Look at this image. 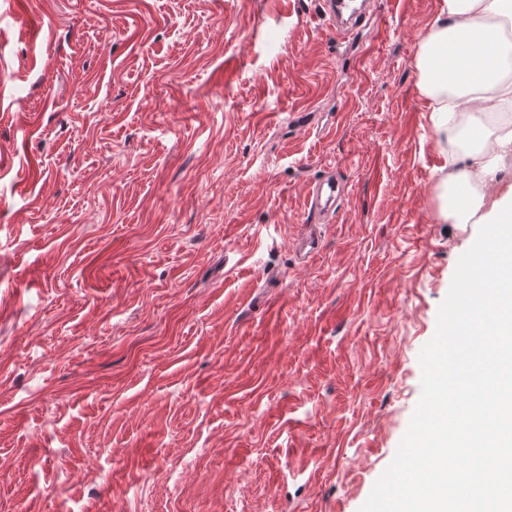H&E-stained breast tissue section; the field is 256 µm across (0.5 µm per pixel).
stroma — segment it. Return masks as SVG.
<instances>
[{
    "mask_svg": "<svg viewBox=\"0 0 512 512\" xmlns=\"http://www.w3.org/2000/svg\"><path fill=\"white\" fill-rule=\"evenodd\" d=\"M438 2L0 0V512H391L490 231L441 217L494 127L436 130ZM353 0H325L323 1V14L329 25L336 30V34L345 35L350 31V27L346 26L343 22L340 23L339 19L344 11H351L350 16L356 12V7L352 6L350 2ZM345 193V185L334 173H326L311 183L307 195L310 212L320 216L324 211L335 210L336 199ZM324 198V199H323Z\"/></svg>",
    "mask_w": 512,
    "mask_h": 512,
    "instance_id": "stroma-1",
    "label": "stroma"
}]
</instances>
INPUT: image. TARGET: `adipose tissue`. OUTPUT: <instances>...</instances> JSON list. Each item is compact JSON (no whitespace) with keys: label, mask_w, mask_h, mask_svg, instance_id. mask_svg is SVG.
Here are the masks:
<instances>
[{"label":"adipose tissue","mask_w":512,"mask_h":512,"mask_svg":"<svg viewBox=\"0 0 512 512\" xmlns=\"http://www.w3.org/2000/svg\"><path fill=\"white\" fill-rule=\"evenodd\" d=\"M512 25V0H440L438 14L417 52L419 87L437 116V129L446 138L457 135L456 112L479 102L481 111L512 109V38L503 32ZM512 158V128L501 127L494 139L483 140L467 155V165L454 179L455 190L444 197L443 217L469 223L475 216L493 224H512V191L496 195L503 163ZM482 272L495 284V304L480 322L461 317L462 335H486L494 353L512 347V236L499 238L494 249L482 250ZM448 364L435 366L439 395L431 405L433 416L429 444L411 443L404 468L421 469L436 462L430 493L435 512H443L448 495V467L442 449L447 430H455L473 445L512 447V409L504 397L512 394V363H500L494 387L469 389L464 413L448 405ZM498 417L494 432L484 427L486 412Z\"/></svg>","instance_id":"1"}]
</instances>
